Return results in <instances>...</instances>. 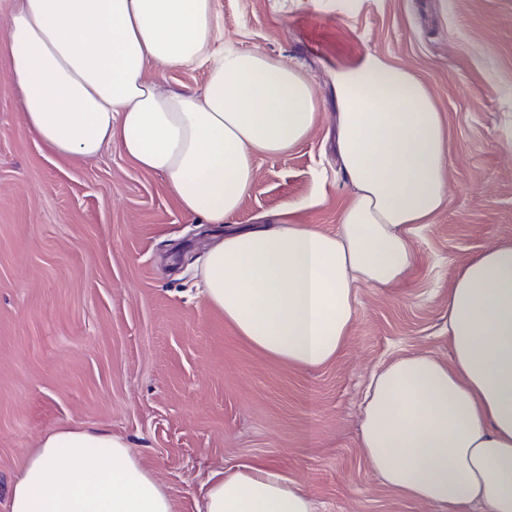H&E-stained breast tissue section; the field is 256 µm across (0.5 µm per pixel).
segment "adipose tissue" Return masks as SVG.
Wrapping results in <instances>:
<instances>
[{"label": "adipose tissue", "instance_id": "ef3b65f1", "mask_svg": "<svg viewBox=\"0 0 512 512\" xmlns=\"http://www.w3.org/2000/svg\"><path fill=\"white\" fill-rule=\"evenodd\" d=\"M0 70L51 152L110 147L162 177L187 214L229 222L254 178L314 128L299 69L221 46L217 0H15ZM201 66L200 90H162L149 68ZM336 151L350 199L336 232L281 218L224 233L197 286L254 348L304 369L345 347L357 292L401 282L414 239L448 204V137L427 87L375 53L332 72ZM449 357L399 354L374 370L359 447L398 496L440 512H512V240L464 263L448 290ZM8 512H174L126 440L105 430L44 435ZM197 512H318L314 497L258 462L202 489Z\"/></svg>", "mask_w": 512, "mask_h": 512}]
</instances>
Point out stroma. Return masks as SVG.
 <instances>
[{
    "label": "stroma",
    "mask_w": 512,
    "mask_h": 512,
    "mask_svg": "<svg viewBox=\"0 0 512 512\" xmlns=\"http://www.w3.org/2000/svg\"><path fill=\"white\" fill-rule=\"evenodd\" d=\"M225 44L299 66L320 104L287 154L261 157L232 226L294 221L335 232L349 198L330 72L372 51L415 74L448 127V205L416 239L408 277L363 287L344 351L305 370L251 347L180 268L215 226L162 179L107 148L62 158L29 130L0 73V512L40 438L106 429L195 512L218 471L272 461L320 512H438L368 471L361 400L402 352L448 357V286L512 239V0H217Z\"/></svg>",
    "instance_id": "obj_1"
}]
</instances>
